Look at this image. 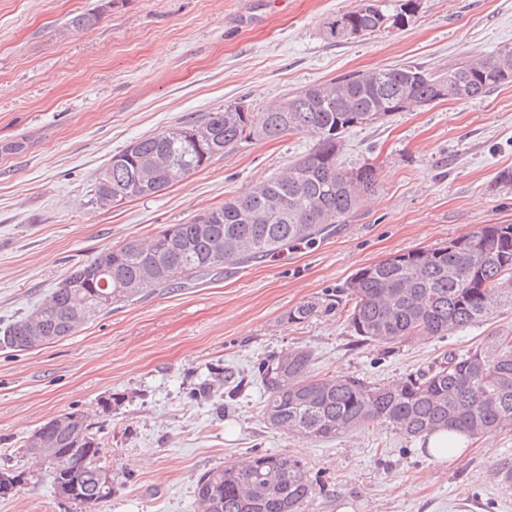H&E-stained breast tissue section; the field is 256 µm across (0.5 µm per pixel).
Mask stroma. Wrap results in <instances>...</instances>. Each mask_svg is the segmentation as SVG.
<instances>
[{
    "mask_svg": "<svg viewBox=\"0 0 512 512\" xmlns=\"http://www.w3.org/2000/svg\"><path fill=\"white\" fill-rule=\"evenodd\" d=\"M357 0H0V326L38 305L100 249L147 238L279 175L309 136L252 140L149 196L92 207L91 183L130 141L202 113L258 110L306 86L410 63L431 72L512 44V0H419L411 22L348 43L321 36ZM99 14L80 31L66 22ZM342 166L372 164L378 186L337 232L84 323L60 341L0 351V469L23 473L0 512H85L61 500L23 443L50 418L86 415L112 469L103 512H199L207 470L255 452L302 459L320 490L307 512H512L497 469L512 463V428L471 441L452 463L378 426L336 439L285 435L262 418L258 366L306 346L319 374L388 383L448 352L512 336V303L445 337L391 352L360 341L341 311L302 323L286 313L335 298L359 269L439 247L482 224H512V83L471 101L441 99L352 130ZM243 384L203 402L220 370ZM111 409H102L103 401Z\"/></svg>",
    "mask_w": 512,
    "mask_h": 512,
    "instance_id": "obj_1",
    "label": "stroma"
}]
</instances>
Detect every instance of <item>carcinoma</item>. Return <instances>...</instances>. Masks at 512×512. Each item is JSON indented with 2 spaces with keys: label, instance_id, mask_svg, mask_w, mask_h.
<instances>
[{
  "label": "carcinoma",
  "instance_id": "obj_1",
  "mask_svg": "<svg viewBox=\"0 0 512 512\" xmlns=\"http://www.w3.org/2000/svg\"><path fill=\"white\" fill-rule=\"evenodd\" d=\"M418 0H358L350 10L328 18L322 36L331 43L351 40L358 28L369 35L408 23ZM512 76V44L489 55H475L435 74L412 64L358 72L311 85L254 112L230 106L206 112L195 121L129 142L96 174L88 203L116 205L161 192L186 174L253 139L306 134L313 146L288 170L252 186L187 224H171L149 240L130 239L101 249L62 279L46 299L21 319L0 328V349L17 351L27 342L28 321L40 322L48 344L71 336L78 327L117 303L142 298L159 289L181 286L222 268L262 259L284 247L314 243L347 223L361 198L374 191L373 166L345 168L339 154L343 135L401 112L410 100L435 102L439 86L449 99L470 101L500 86L493 71ZM210 142L201 157L189 133ZM512 273V224H482L441 247L397 254L359 269L342 289L351 303L347 321L363 341L388 349L412 339L447 336L491 315ZM324 307L307 301L285 315L304 322ZM311 351L297 347L258 368L265 394L264 421L302 438L336 439L358 428L378 425L407 439L439 431L477 438L496 428L512 427V336L490 347L449 354L425 373L409 374L388 384L353 376L312 375ZM219 373L200 384L210 398L233 379ZM46 436L61 448L97 449L92 424L51 429ZM54 489L71 487L73 501H88L86 512H100L112 497L90 465L48 468ZM194 494L202 512H305L316 494L306 464L278 453H254L240 462L204 472Z\"/></svg>",
  "mask_w": 512,
  "mask_h": 512
}]
</instances>
